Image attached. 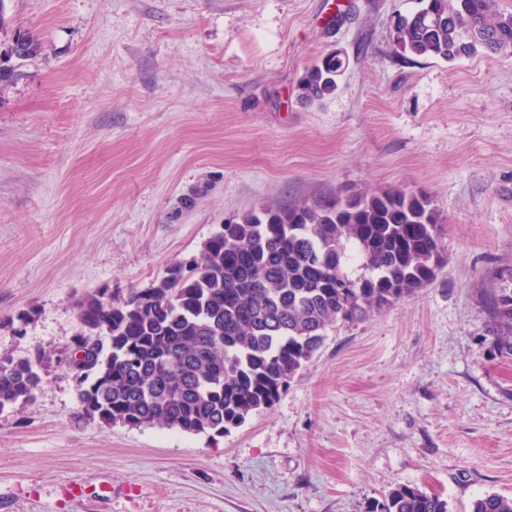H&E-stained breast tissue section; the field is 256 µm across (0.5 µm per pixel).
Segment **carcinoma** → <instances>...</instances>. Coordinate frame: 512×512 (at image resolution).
Segmentation results:
<instances>
[{
  "instance_id": "obj_1",
  "label": "carcinoma",
  "mask_w": 512,
  "mask_h": 512,
  "mask_svg": "<svg viewBox=\"0 0 512 512\" xmlns=\"http://www.w3.org/2000/svg\"><path fill=\"white\" fill-rule=\"evenodd\" d=\"M389 29L409 60L449 63L479 51L512 53V13L497 0H416ZM18 35L3 59L30 57ZM346 67L330 51L301 78L299 97L332 95ZM443 226L429 196L406 189L358 193L311 205L269 206L221 227L189 275L172 267L126 297L90 294L78 305L80 344L69 361L81 413L108 425H160L222 436L272 406L323 341L327 327L392 307L432 284L442 265ZM359 260L363 273L346 271ZM488 307L512 334V265L490 277ZM43 359H0V410L30 402ZM367 512H448V500L413 484L391 489ZM470 512H512V497L487 492Z\"/></svg>"
}]
</instances>
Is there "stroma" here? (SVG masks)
I'll return each mask as SVG.
<instances>
[{
    "instance_id": "1",
    "label": "stroma",
    "mask_w": 512,
    "mask_h": 512,
    "mask_svg": "<svg viewBox=\"0 0 512 512\" xmlns=\"http://www.w3.org/2000/svg\"><path fill=\"white\" fill-rule=\"evenodd\" d=\"M413 0H5L0 359L43 356L0 410V512H366L414 484L512 496V350L485 308L512 263V55L401 59ZM335 50L313 104L298 84ZM407 188L446 228L436 280L329 327L270 408L221 437L79 416L77 304L153 287L228 220ZM108 482L72 499L71 482ZM19 42L22 43L20 49L17 48V44ZM36 50L37 43L35 42V40L32 37L24 34H19L18 36H16L7 50L3 52L2 50H0V86L11 81L13 77V70L9 67H5L2 58L10 60L11 57L13 56H16L18 58L30 57L34 53H36ZM346 67V60L336 51H330L310 68L301 78L298 86L299 97L304 102H317L332 95L337 80Z\"/></svg>"
}]
</instances>
